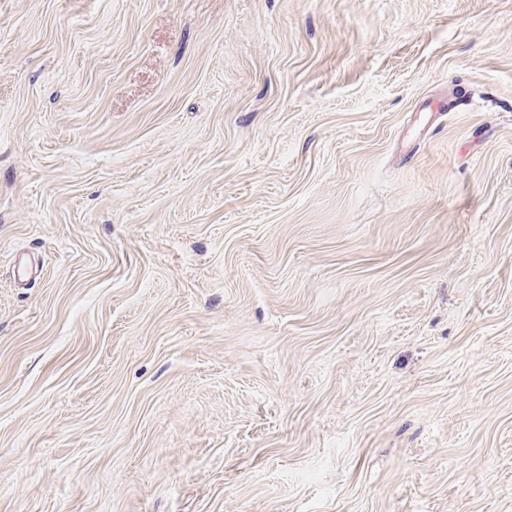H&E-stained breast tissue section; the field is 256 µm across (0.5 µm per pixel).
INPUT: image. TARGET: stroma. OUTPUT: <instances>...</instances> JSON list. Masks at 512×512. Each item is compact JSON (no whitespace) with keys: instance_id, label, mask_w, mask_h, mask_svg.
<instances>
[{"instance_id":"stroma-1","label":"stroma","mask_w":512,"mask_h":512,"mask_svg":"<svg viewBox=\"0 0 512 512\" xmlns=\"http://www.w3.org/2000/svg\"><path fill=\"white\" fill-rule=\"evenodd\" d=\"M0 512H512V0H0Z\"/></svg>"}]
</instances>
